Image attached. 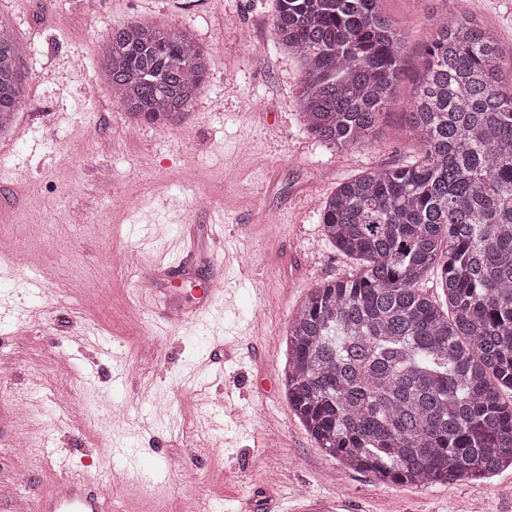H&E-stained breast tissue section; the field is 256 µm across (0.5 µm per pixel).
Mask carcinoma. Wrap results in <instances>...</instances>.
Returning <instances> with one entry per match:
<instances>
[{
    "mask_svg": "<svg viewBox=\"0 0 512 512\" xmlns=\"http://www.w3.org/2000/svg\"><path fill=\"white\" fill-rule=\"evenodd\" d=\"M381 0H277L298 56L306 131L365 147L404 75L406 31ZM26 45L0 19V136L26 102ZM208 54L183 28H112L97 79L133 123L170 122L200 95ZM512 56L493 30L436 14L408 112L421 152L350 178L322 235L360 262L313 288L288 326L282 386L318 447L394 483L512 467ZM448 307L421 287L431 270Z\"/></svg>",
    "mask_w": 512,
    "mask_h": 512,
    "instance_id": "1",
    "label": "carcinoma"
}]
</instances>
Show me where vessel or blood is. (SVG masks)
Here are the masks:
<instances>
[{"mask_svg":"<svg viewBox=\"0 0 512 512\" xmlns=\"http://www.w3.org/2000/svg\"><path fill=\"white\" fill-rule=\"evenodd\" d=\"M34 512H112L111 499L80 472H67L37 493Z\"/></svg>","mask_w":512,"mask_h":512,"instance_id":"obj_1","label":"vessel or blood"}]
</instances>
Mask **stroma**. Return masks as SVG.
<instances>
[{"label":"stroma","instance_id":"obj_1","mask_svg":"<svg viewBox=\"0 0 512 512\" xmlns=\"http://www.w3.org/2000/svg\"><path fill=\"white\" fill-rule=\"evenodd\" d=\"M435 8L382 0L409 32L405 74L380 137L338 153L301 121L276 0H0L30 46L29 108L0 137V512L66 468L118 512H307L316 499L333 512H512L511 468L418 487L345 467L281 385L292 315L355 268L321 235L326 198L420 152L406 112ZM448 10L512 56V0ZM129 20L189 27L209 53L199 97L173 123L131 125L102 85L84 95L107 35ZM115 250L136 257L134 272L104 270ZM218 275L223 292L201 308ZM147 278L197 319L154 324Z\"/></svg>","mask_w":512,"mask_h":512}]
</instances>
